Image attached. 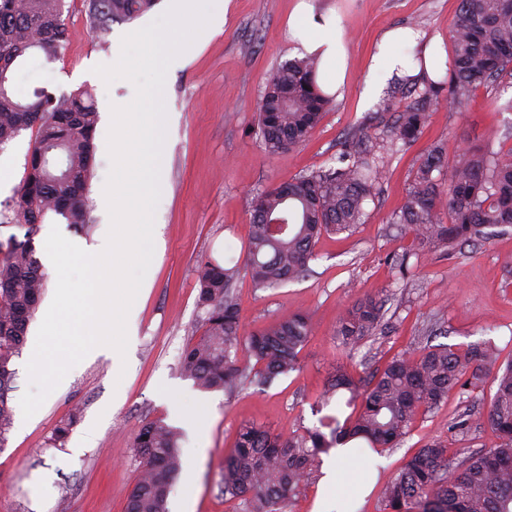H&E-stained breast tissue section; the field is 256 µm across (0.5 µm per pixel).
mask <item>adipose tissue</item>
Returning a JSON list of instances; mask_svg holds the SVG:
<instances>
[{
  "label": "adipose tissue",
  "mask_w": 512,
  "mask_h": 512,
  "mask_svg": "<svg viewBox=\"0 0 512 512\" xmlns=\"http://www.w3.org/2000/svg\"><path fill=\"white\" fill-rule=\"evenodd\" d=\"M335 15L318 14L310 7H302L289 27L292 37L302 49L317 56L328 80L322 89L326 93H339L344 84V60L347 50L343 38L337 32ZM322 484L338 498H352L362 503L372 492L378 476L376 472L362 473L360 459L347 446L334 448L323 463Z\"/></svg>",
  "instance_id": "ef3b65f1"
}]
</instances>
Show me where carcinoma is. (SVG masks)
Instances as JSON below:
<instances>
[{
    "label": "carcinoma",
    "instance_id": "obj_1",
    "mask_svg": "<svg viewBox=\"0 0 512 512\" xmlns=\"http://www.w3.org/2000/svg\"><path fill=\"white\" fill-rule=\"evenodd\" d=\"M157 0H88L95 29L133 21ZM65 0H0V145L21 131H35L27 171L15 201L14 220L37 226L50 216L84 229L90 222L87 192L95 157L98 112L92 94L78 88L53 95L36 89L23 97L15 85L26 58H58L66 39ZM450 77L433 78L422 57L420 73L399 107L387 139L366 128L342 143L333 164L257 193L250 212L245 262L257 288H277L302 277L324 234L353 230L378 190L383 169L398 148L420 139L428 111L441 100L464 108L474 89L512 72V0H459L449 27ZM318 62L289 59L270 81L298 93L283 99L274 89L259 103L258 128L265 151L276 155L306 142L328 112L332 98L316 82ZM392 223L413 235L415 247L393 256L402 269L418 252L450 250L484 236V229L512 226V161L489 149L453 157L436 144L427 150ZM238 260L210 257L198 263L197 305L201 333L182 352L181 370L203 390L232 394L243 384L272 385L299 369L298 354L312 332L304 314L282 317L251 333L242 330L234 292ZM46 288L32 237L0 243V448L13 424L9 393L12 363ZM384 301L368 296L340 318L343 348L375 336L384 325ZM492 377L495 392L484 418L460 415L456 430L483 421L498 442L480 455L453 461L449 448L432 442L402 464L382 492V512H512V360L499 361L484 343L437 344L392 358L383 368L358 374L336 363L321 397L317 424L285 437L251 423L239 426L224 458L221 491L247 512H288L291 499L317 479L321 455L355 441L362 454L392 448L418 415L436 409L456 390L473 391ZM139 460L125 512H169L168 499L181 467L176 429L161 419L141 425L133 441Z\"/></svg>",
    "mask_w": 512,
    "mask_h": 512
}]
</instances>
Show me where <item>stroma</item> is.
Instances as JSON below:
<instances>
[{
    "mask_svg": "<svg viewBox=\"0 0 512 512\" xmlns=\"http://www.w3.org/2000/svg\"><path fill=\"white\" fill-rule=\"evenodd\" d=\"M299 0H215L221 26L206 27L185 59L167 72L164 102L167 137L161 159V198L155 225L163 248L151 270V288L127 317L126 368L118 374L106 357L70 369L40 409L24 418L20 400L28 388L30 347L13 360L10 393L14 424L0 449V512H124L139 475L134 436L143 421L161 418L182 434L181 470L170 504L188 512H244L240 501L224 497V456L240 423L291 435L313 426L315 410L340 354L336 325L359 299L386 301L388 329L351 350L357 371L374 370L398 353L436 343L487 342L501 358L512 359V227H495L490 237L453 252H422L409 273L399 274L391 258L409 247L411 235L391 221L401 207L413 173L428 147L442 143L448 154L469 148H512V78L475 89L467 107L440 103L430 110L421 138L393 155L376 197L352 232L323 236L307 275L277 288L254 286L239 269L235 293L241 323L250 332L289 314L311 319L313 335L299 354L300 368L271 387L255 386L234 395L204 391L183 376L180 355L200 333L196 267L205 256L223 261L225 251L241 253L249 235L251 201L260 191L290 177L330 166L346 137L378 110L363 98L369 61L386 31L411 29L418 43H436L451 59L448 27L458 0H307L315 12L335 10L347 47L346 77L340 98L304 144L267 155L258 134V104L272 71L298 57L288 20ZM67 40L59 57H30L18 88L39 86L59 95L90 89L99 122L89 185L91 222L83 231L49 218L32 242L44 253L52 227L90 243L106 240L110 227L101 203L110 160L107 121L112 106L132 101L131 82L95 74L109 65L128 32L140 20L115 23L103 34L89 21L85 0H66ZM32 131L0 146V202L9 203L26 171ZM492 383L467 394L449 392L445 402L419 416L395 448L384 449L375 467L381 484L418 448L441 441L463 456L496 441L487 425L452 430L464 409L484 411ZM75 415L67 438L54 444L59 422ZM373 489L359 512H380L381 491Z\"/></svg>",
    "mask_w": 512,
    "mask_h": 512,
    "instance_id": "stroma-1",
    "label": "stroma"
}]
</instances>
